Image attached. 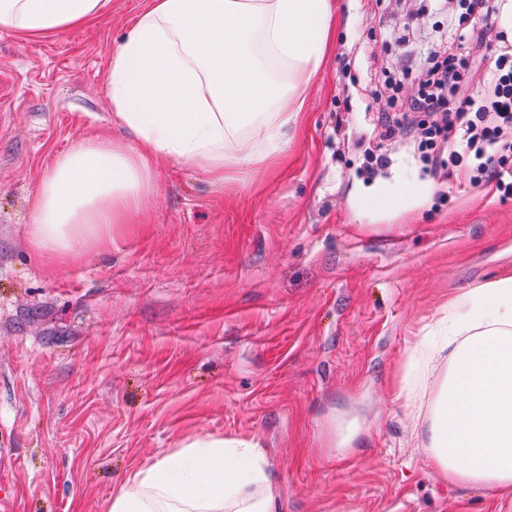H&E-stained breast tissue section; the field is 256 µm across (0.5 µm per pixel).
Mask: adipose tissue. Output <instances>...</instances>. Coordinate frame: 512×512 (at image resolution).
Returning a JSON list of instances; mask_svg holds the SVG:
<instances>
[{
    "instance_id": "obj_1",
    "label": "adipose tissue",
    "mask_w": 512,
    "mask_h": 512,
    "mask_svg": "<svg viewBox=\"0 0 512 512\" xmlns=\"http://www.w3.org/2000/svg\"><path fill=\"white\" fill-rule=\"evenodd\" d=\"M109 0H0V25L39 39L102 17ZM332 0H151L113 52L107 95L129 142L56 157L33 205L39 258L63 259L146 208L157 162L224 181L288 148L287 128L330 46ZM442 480L512 499V278L449 298L391 383ZM259 441L202 436L137 470L107 512H273Z\"/></svg>"
}]
</instances>
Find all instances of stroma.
I'll use <instances>...</instances> for the list:
<instances>
[{
    "mask_svg": "<svg viewBox=\"0 0 512 512\" xmlns=\"http://www.w3.org/2000/svg\"><path fill=\"white\" fill-rule=\"evenodd\" d=\"M149 0L44 40L0 27V512H106L141 467L198 436L256 438L274 512H512L445 484L414 446L389 380L449 296L512 276V198L472 187L419 131L379 142L376 91L421 93L460 0H333L334 43L286 157L214 183L159 160L151 206L118 248L39 259L33 199L55 158L125 140L112 53ZM485 0L482 69L512 22ZM386 155L373 167L369 156ZM429 188L371 211L406 177ZM361 427L336 452L335 427Z\"/></svg>",
    "mask_w": 512,
    "mask_h": 512,
    "instance_id": "1",
    "label": "stroma"
}]
</instances>
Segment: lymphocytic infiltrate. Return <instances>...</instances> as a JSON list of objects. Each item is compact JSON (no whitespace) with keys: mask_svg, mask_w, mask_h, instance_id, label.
<instances>
[{"mask_svg":"<svg viewBox=\"0 0 512 512\" xmlns=\"http://www.w3.org/2000/svg\"><path fill=\"white\" fill-rule=\"evenodd\" d=\"M468 32L449 29L450 55L429 68L426 90L411 111L448 114V146L463 143L476 162L470 183L488 193L512 196V173L498 167L496 155L506 136H512V49L500 54L485 71V87L478 95H458L457 88L470 63L463 50Z\"/></svg>","mask_w":512,"mask_h":512,"instance_id":"f902f5d3","label":"lymphocytic infiltrate"}]
</instances>
